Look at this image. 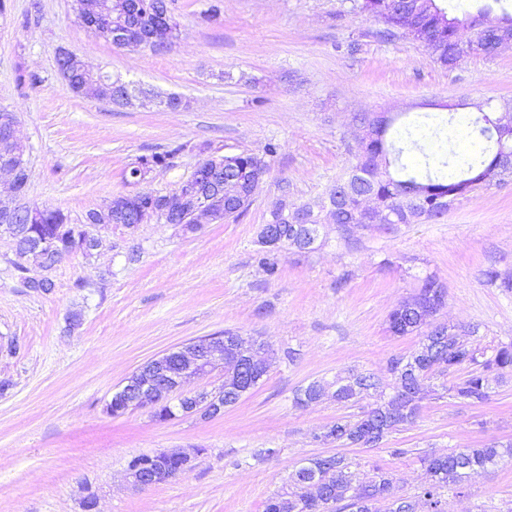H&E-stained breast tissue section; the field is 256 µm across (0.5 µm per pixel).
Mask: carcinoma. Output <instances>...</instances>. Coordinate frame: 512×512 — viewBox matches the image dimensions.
<instances>
[{
	"mask_svg": "<svg viewBox=\"0 0 512 512\" xmlns=\"http://www.w3.org/2000/svg\"><path fill=\"white\" fill-rule=\"evenodd\" d=\"M135 14L132 35L138 41L144 34L153 36L152 52L160 53L167 49L170 36V15L158 8V0H126ZM352 9L359 13L374 16L384 25V36L399 35L398 14L405 12L412 16L415 25L413 39L431 43V57L437 63L448 64V60L461 54L459 30L471 21L465 14L461 17L450 14L439 4V0H353ZM494 114L479 109L478 115L470 119L469 137L480 145L478 152L461 159L454 152H446L436 158L433 171L421 177L416 165L405 160V156L418 148V136L413 130L417 124H410L396 132L397 141L388 135L373 138L361 145L355 156L356 163L368 156L382 152L389 156L388 165L383 171L364 168L359 173L360 185L357 193L351 195L336 207L338 224H351L356 220L360 195H367L380 210L390 216L392 223L403 220L407 204L416 199L430 219H439L441 199L457 195L465 197L479 188L471 178L486 170L499 152V134L489 123ZM276 153V146L270 144L260 153H236L224 158V178L236 185V193L246 194L251 183L269 171L267 157ZM142 169L153 172L167 166V155L152 153L140 156ZM128 214L159 210L165 196L147 195L119 197ZM93 216L88 211L79 223L72 222L69 214L59 208H45L30 225H22L26 232L23 242L31 237L42 240H62L65 235H81L78 224H85ZM15 275L22 287L30 293H48L54 282L28 275L18 267ZM447 289L435 276L424 278L421 287L412 296L403 300L388 316V331L395 336L419 335L421 341L417 349L408 356L392 359L391 371L394 384L410 382L407 392L399 397H389L384 403L364 412L353 419L339 418L325 426L320 432L322 439L330 438L339 447L363 446L362 439L368 432L374 433L372 446H378L393 431L413 423L424 398V384L431 375L446 369L471 367V371L460 382L452 386L455 396L469 404H483L491 393V373L500 376L512 372V346H502L496 350L494 358L479 361V351L461 341L454 329H448L441 339L446 357L434 358L435 349L428 332L431 317L444 306ZM377 385L372 375L350 373L338 377L331 383L333 398L338 403L354 402L364 390ZM324 383L313 381L295 392V402L303 405L315 401L321 394ZM512 458V442L490 445L485 448H462L457 453L446 456H426L422 463L430 476L419 497L426 498L442 512V499L448 489H462L466 482L495 466L500 460ZM324 481L329 497L343 508L352 512H377L376 504H387V512H415L416 499L398 493L393 479L386 473L367 483L356 481L349 471V463L342 455L322 471L312 458L307 459L291 476L282 491L266 501L264 512H323L321 503L315 496L302 493L308 481L313 478Z\"/></svg>",
	"mask_w": 512,
	"mask_h": 512,
	"instance_id": "carcinoma-1",
	"label": "carcinoma"
}]
</instances>
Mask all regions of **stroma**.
Instances as JSON below:
<instances>
[{"label":"stroma","mask_w":512,"mask_h":512,"mask_svg":"<svg viewBox=\"0 0 512 512\" xmlns=\"http://www.w3.org/2000/svg\"><path fill=\"white\" fill-rule=\"evenodd\" d=\"M215 1L220 17L206 20ZM30 3L0 0V106L18 114L29 148V202L77 220L116 196L172 192L201 150L271 143L277 152L237 220L194 233L153 221L99 225L94 257L61 256L47 294L20 288L14 245L0 238V381L11 383L0 394V512H82L90 495L97 512H264L304 459L339 451L359 480L386 472L412 495L429 480L422 457L512 440V372L471 405L450 392L462 369L429 379L415 422L380 447L340 450L317 439L336 418L392 394L390 362L420 338L392 335L387 317L420 278L443 282L436 321L468 329L485 357L512 345V291L500 286L512 279V178L457 200L436 221L325 220L314 250L278 252L274 277L256 259L258 229L276 203L316 200L352 164L355 114L401 112L431 124L463 99L512 101V47L448 68L413 38L381 39L383 23L351 0H169L180 35L156 54L100 39L78 22L73 0H40L36 13ZM61 48L186 105L119 109L74 96L58 75ZM22 71L40 83L18 84ZM176 144L181 152L171 153ZM166 151L168 167L125 181L137 157ZM227 329L264 339L275 358L223 416L159 423L145 410L105 413L148 359ZM13 340L20 349L11 354ZM352 371L373 374L379 389L346 405L295 403L298 388ZM169 449L192 453L190 468L145 490L127 482L133 457ZM444 512H512V461L445 495Z\"/></svg>","instance_id":"35a3bbf8"}]
</instances>
